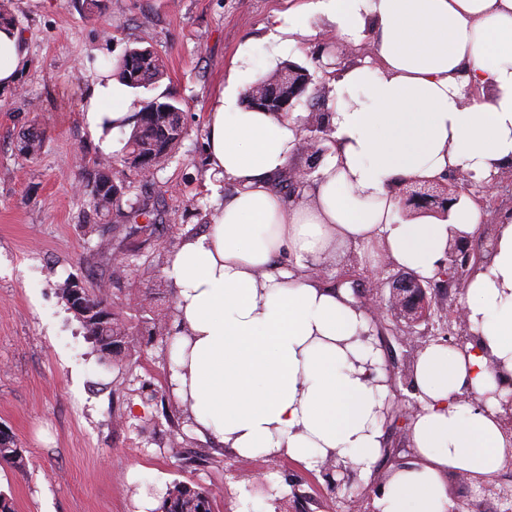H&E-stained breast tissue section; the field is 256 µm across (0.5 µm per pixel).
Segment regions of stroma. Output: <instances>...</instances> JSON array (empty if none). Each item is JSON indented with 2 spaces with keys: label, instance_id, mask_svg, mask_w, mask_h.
Here are the masks:
<instances>
[{
  "label": "stroma",
  "instance_id": "1",
  "mask_svg": "<svg viewBox=\"0 0 512 512\" xmlns=\"http://www.w3.org/2000/svg\"><path fill=\"white\" fill-rule=\"evenodd\" d=\"M295 0H101L97 21L80 0H12L28 50L15 87L0 90V426L22 448L25 465L0 464V493L14 512H142L161 504L176 482L211 493L213 512H299L292 492L314 512H344L348 499L372 503L392 471L419 458L408 429L386 433V451L369 473L328 489L319 470L280 456L249 457L213 447L179 413L170 390V346L157 338L122 362L101 358L59 295L74 280L88 289L112 284V264L98 256L100 239L123 244L134 265L126 288L156 293L157 308L176 305L166 274L180 240L205 227L215 199L233 192L208 176L205 118L222 91L241 46L243 85L271 73L266 38ZM157 52L164 74L135 91V107L154 97L183 103L186 133L165 169L133 181L127 199L160 210L163 229L129 236L121 210L97 214L83 181L99 150L85 130L81 107L87 79L112 66L136 43ZM36 127L40 154L18 150L21 133ZM201 216H194V209ZM97 227L88 235L86 225ZM207 447L208 462L189 466L186 449ZM276 488L256 495V476ZM480 480L448 476L456 512H501Z\"/></svg>",
  "mask_w": 512,
  "mask_h": 512
}]
</instances>
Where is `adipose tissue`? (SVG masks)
I'll return each mask as SVG.
<instances>
[{
    "label": "adipose tissue",
    "mask_w": 512,
    "mask_h": 512,
    "mask_svg": "<svg viewBox=\"0 0 512 512\" xmlns=\"http://www.w3.org/2000/svg\"><path fill=\"white\" fill-rule=\"evenodd\" d=\"M267 38L286 44L326 34L369 43L372 63L336 80L332 140L312 201L287 202L271 185L298 146L296 114L241 105L237 69L207 114L208 173L235 184L204 233L185 238L167 273L183 329L174 350V395L197 431L241 456L285 454L306 466L328 455L367 472L384 446L388 394L365 363L367 314L351 285L330 288L318 264L354 247L435 276L451 230L475 234L483 214L407 220L397 186L447 169L482 181L512 162V0H299ZM27 49L0 28V86L16 84ZM126 87L91 76L82 121L104 153L133 124ZM473 337L426 346L414 365L420 411L410 423L419 464L395 471L377 512H447L448 476L492 478L512 436L497 417L512 394V211H502L487 268L459 299Z\"/></svg>",
    "instance_id": "1"
}]
</instances>
